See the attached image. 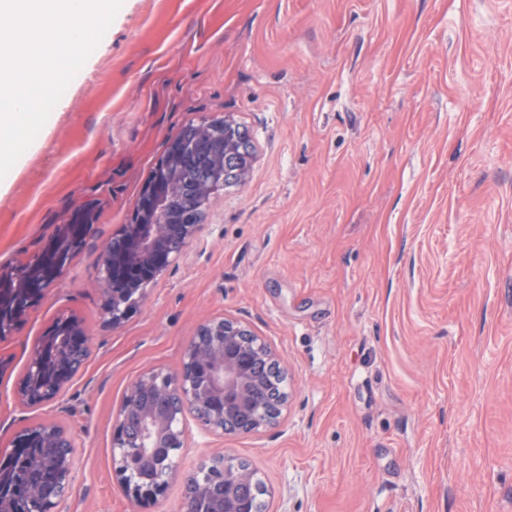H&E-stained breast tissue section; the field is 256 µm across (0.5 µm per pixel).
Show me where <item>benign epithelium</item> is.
I'll list each match as a JSON object with an SVG mask.
<instances>
[{
  "instance_id": "obj_1",
  "label": "benign epithelium",
  "mask_w": 512,
  "mask_h": 512,
  "mask_svg": "<svg viewBox=\"0 0 512 512\" xmlns=\"http://www.w3.org/2000/svg\"><path fill=\"white\" fill-rule=\"evenodd\" d=\"M232 155L216 141L212 120L190 122L185 135L170 142L164 157L156 164L142 187L120 235L130 240L121 262L112 258V242L102 251V268L97 286L105 298L104 313L112 327L121 325L136 300L172 262L192 244L199 224H177L166 211L165 200L177 195L180 187L172 171L183 166L209 165L210 179L183 197L182 219L193 216L196 208L209 205L224 189V170ZM92 205L76 210L62 223L53 225L40 250L23 262L0 265V340L12 335L29 311L49 296L64 278L75 258L76 240ZM56 324L65 327L59 338L38 341L28 362L25 384L18 396L29 406L57 400L84 360L73 354L63 341L74 336L87 345L83 323L74 316L61 317ZM279 366L270 345L233 319L218 317L200 325L184 349L182 370L177 377L152 370L140 375L128 389L117 411L112 442L113 464L117 475L127 474L138 459L154 456L165 449L163 467L172 463L174 453L184 447L185 433L178 421L186 413L206 411L201 422L216 435H243L275 425L288 404V386L266 401L261 398L267 386L265 369ZM28 437L46 446L64 449L53 464L57 485L46 498L30 495L28 512H54L66 495L73 474V438L54 422H39L25 430ZM224 512H246L247 498L266 492L264 483L245 462L223 456Z\"/></svg>"
}]
</instances>
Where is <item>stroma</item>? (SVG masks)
<instances>
[{
  "instance_id": "35a3bbf8",
  "label": "stroma",
  "mask_w": 512,
  "mask_h": 512,
  "mask_svg": "<svg viewBox=\"0 0 512 512\" xmlns=\"http://www.w3.org/2000/svg\"><path fill=\"white\" fill-rule=\"evenodd\" d=\"M225 116L250 172L112 328L103 244L183 126ZM37 139L0 186V264L94 204L66 277L0 343V451L44 420L75 441L56 512H179L185 476L224 454L271 489L267 512H512V0H123ZM61 315L89 357L58 401L24 405ZM219 316L270 345L288 405L240 436L186 415L168 489L140 507L112 462L121 400L179 375ZM232 128L235 134V149L238 158V167L241 171L251 167L253 160V147L250 137L240 124L232 121Z\"/></svg>"
}]
</instances>
